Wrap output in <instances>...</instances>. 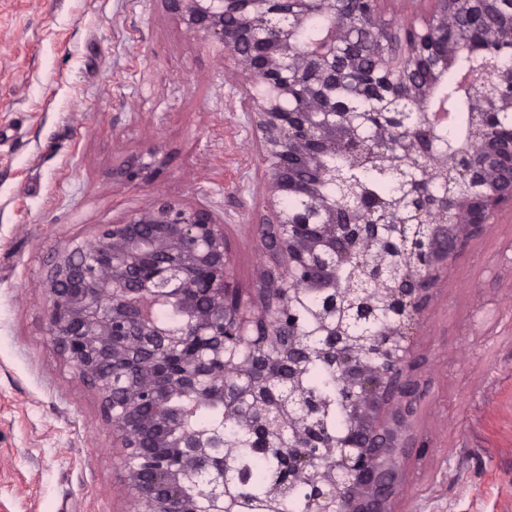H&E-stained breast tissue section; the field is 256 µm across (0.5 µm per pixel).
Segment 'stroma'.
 Masks as SVG:
<instances>
[{
    "instance_id": "stroma-1",
    "label": "stroma",
    "mask_w": 512,
    "mask_h": 512,
    "mask_svg": "<svg viewBox=\"0 0 512 512\" xmlns=\"http://www.w3.org/2000/svg\"><path fill=\"white\" fill-rule=\"evenodd\" d=\"M224 56L164 0H0V512H126L116 435L53 344L42 282L161 193L213 209L251 288L262 167ZM157 148L148 185L113 179ZM426 397L398 512H512V212L471 241L414 338Z\"/></svg>"
}]
</instances>
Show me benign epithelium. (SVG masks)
<instances>
[{
    "label": "benign epithelium",
    "instance_id": "1",
    "mask_svg": "<svg viewBox=\"0 0 512 512\" xmlns=\"http://www.w3.org/2000/svg\"><path fill=\"white\" fill-rule=\"evenodd\" d=\"M186 28L218 44L224 79L245 85L242 109L253 129L263 166L267 217L258 247L268 262L258 268L254 288L244 294L228 282L224 221L210 207L159 194L151 206L113 224H102L90 241L62 251L45 282L48 331L76 372L99 394L104 419L122 448L127 512H200L196 477H210L209 512H231L224 488V436L194 430L186 418L203 406L224 407L225 416L247 432L263 429L279 437L290 455L288 486L311 482L333 508L321 512H396L405 488L404 464L429 448L412 429L425 396L416 374L413 336L426 316L448 266L469 243L512 210V137L496 123L512 113V69L490 61L512 26L481 29L487 59L467 77L480 96L470 135L469 159L455 168L480 173L479 194L448 195L438 174L448 156L434 148L448 113L435 106L436 90L448 80V65L471 41V26L449 8L454 0H402L399 21L385 18L382 0H164ZM328 19L308 48L298 35L314 13ZM391 45L419 34L435 45L428 76L413 78L401 54L389 52L383 66L401 90V105L379 97L389 122L376 132L379 150L368 144L356 102L365 96L354 74L363 33ZM346 96L336 100V82ZM378 157L419 169V185L442 195L428 219L407 229L409 248L423 258L401 268H384L368 254H383L386 233L397 220L374 222L358 204L321 194L336 181L329 160ZM163 160L151 150L120 171L124 181L151 182ZM296 206L288 209V197ZM357 260L367 276L388 275L404 288L363 293L385 307L400 306V321L375 320L371 335L347 340L322 334L305 342L292 311L293 296L316 291L321 316L336 310L339 297L353 292L338 279L343 263ZM174 309V329L156 318L159 307ZM246 342L244 361L224 350ZM303 358L333 355L336 379L346 397L347 428L336 440L339 452L321 458L320 423L311 398L296 407L280 394L277 354ZM112 363V373L101 370Z\"/></svg>",
    "mask_w": 512,
    "mask_h": 512
}]
</instances>
